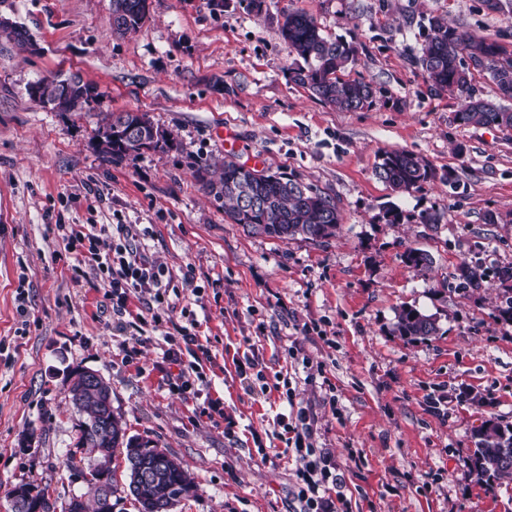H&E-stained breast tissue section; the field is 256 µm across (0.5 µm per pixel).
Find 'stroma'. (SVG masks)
Segmentation results:
<instances>
[{
	"instance_id": "stroma-1",
	"label": "stroma",
	"mask_w": 512,
	"mask_h": 512,
	"mask_svg": "<svg viewBox=\"0 0 512 512\" xmlns=\"http://www.w3.org/2000/svg\"><path fill=\"white\" fill-rule=\"evenodd\" d=\"M501 4L267 0L258 15L239 0L219 13L207 0H149L146 23L119 36L112 0H0V17L34 41L24 51L0 34V512L21 482L61 505L83 493L76 368L110 384L128 435L181 462L193 491L174 512H298L297 465L283 453L294 406L312 409L315 445L353 512H512V481L480 479L470 461L474 429L512 424V322L494 276L512 265V133L456 123L465 95L428 93L416 64L433 17L512 50V0ZM288 8L356 48L346 76L373 83V106L340 111L291 80L276 24ZM70 75L96 87L97 106L54 112L27 92ZM128 111L148 113L173 147L103 158L95 128ZM395 149L437 180L393 192L374 168ZM227 160L329 194L339 232L281 241L231 223L196 176L218 177ZM59 224L129 225L130 247L167 271L161 323L134 299L143 322L117 330L104 275L73 278ZM410 248L431 254L430 270L406 264ZM464 263L482 266L485 288L459 291ZM405 305L437 314L438 335L393 333ZM183 327L199 343L182 354L202 375L193 395L169 385L180 365L166 338ZM248 357L254 369L239 374ZM308 364L321 374L307 378Z\"/></svg>"
}]
</instances>
